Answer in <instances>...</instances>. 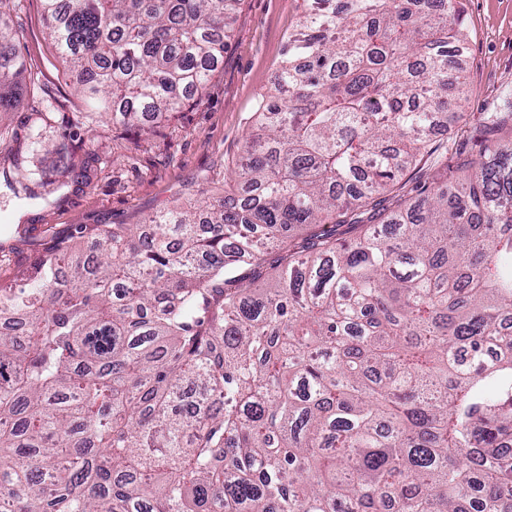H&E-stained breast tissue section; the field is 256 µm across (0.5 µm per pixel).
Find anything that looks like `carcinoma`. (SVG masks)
Wrapping results in <instances>:
<instances>
[{"label":"carcinoma","mask_w":512,"mask_h":512,"mask_svg":"<svg viewBox=\"0 0 512 512\" xmlns=\"http://www.w3.org/2000/svg\"><path fill=\"white\" fill-rule=\"evenodd\" d=\"M43 4L76 95L141 126L222 66L238 0ZM15 41L0 11V112ZM465 41L461 0H312L224 196L0 283V512H512V113L396 197L448 155ZM422 167L415 169L411 174L410 178L404 183L401 194L408 195L410 197L416 196L417 187H420L423 183H430L433 179H436L440 166L432 165L430 162L421 165Z\"/></svg>","instance_id":"carcinoma-1"}]
</instances>
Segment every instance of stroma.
I'll use <instances>...</instances> for the list:
<instances>
[{
  "label": "stroma",
  "mask_w": 512,
  "mask_h": 512,
  "mask_svg": "<svg viewBox=\"0 0 512 512\" xmlns=\"http://www.w3.org/2000/svg\"><path fill=\"white\" fill-rule=\"evenodd\" d=\"M8 7L28 71L21 104L0 114V152L19 154L36 196L14 194L0 182V280L20 274L50 241L92 249L93 236L77 237L79 227L140 224L233 183L304 2L240 0L223 66L181 114L146 131L87 111L73 92L77 74L48 39L41 0H10ZM463 24L470 102L464 118L442 117L436 133L440 142L460 146L448 157L452 167L479 155V114L512 100V0H464ZM65 144L75 150L68 178L60 174Z\"/></svg>",
  "instance_id": "1"
}]
</instances>
